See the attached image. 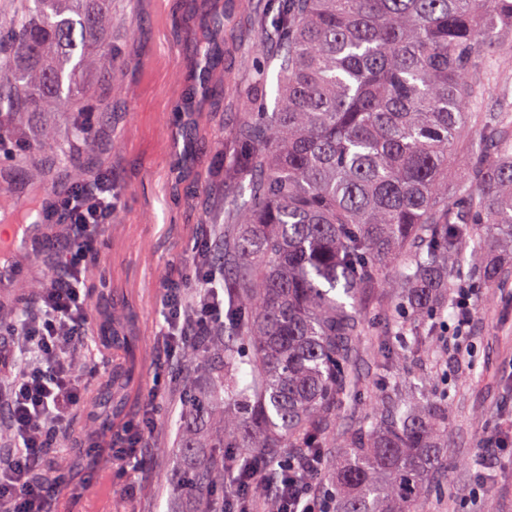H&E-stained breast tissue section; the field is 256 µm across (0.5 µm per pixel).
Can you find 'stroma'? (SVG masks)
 Segmentation results:
<instances>
[{
  "mask_svg": "<svg viewBox=\"0 0 512 512\" xmlns=\"http://www.w3.org/2000/svg\"><path fill=\"white\" fill-rule=\"evenodd\" d=\"M278 6V0H112L111 71L88 75L67 112L50 106L28 113L21 129L45 181L33 183L16 163L15 147L0 151V171L10 172L17 187L12 206L20 210L45 191L65 194L93 171L111 173L116 232L109 237L95 229L90 258L106 275L113 314L137 340L122 415L112 428L154 418L146 448L120 465L110 462L109 447L70 446V432L86 424L75 410L69 433L55 443L59 455L74 461L55 492V512H172L175 470L208 454L182 448L185 432L202 438L213 424L185 412L186 368L163 354L161 297L173 281L195 298L202 283L193 260L201 248L219 247L217 238L203 240L200 228L223 223L225 201L249 198L241 181L224 172L242 102L254 112L275 106L283 36ZM85 111L94 145L80 153L63 132ZM472 301L470 363L454 361L436 340L405 347L386 339L404 351L400 377L427 372L432 390L448 393L449 465L425 512H512V450L491 438L512 418V273L499 287H475ZM91 317L76 365L89 394L114 366L111 348L95 340L99 308ZM373 372L366 356L352 366L354 409L340 412L338 429H347L354 415H374L382 394Z\"/></svg>",
  "mask_w": 512,
  "mask_h": 512,
  "instance_id": "35a3bbf8",
  "label": "stroma"
}]
</instances>
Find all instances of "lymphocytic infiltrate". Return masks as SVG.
Instances as JSON below:
<instances>
[{
	"label": "lymphocytic infiltrate",
	"mask_w": 512,
	"mask_h": 512,
	"mask_svg": "<svg viewBox=\"0 0 512 512\" xmlns=\"http://www.w3.org/2000/svg\"><path fill=\"white\" fill-rule=\"evenodd\" d=\"M111 192L110 178L78 181L62 207L72 223L84 229L96 227L112 216ZM89 245V238L83 235L61 242L58 263L68 271V283L54 287L46 280L35 281L40 314L36 320L18 325V335L37 351L39 360L10 387L7 407L14 449L0 463V512H52L53 488L39 478L38 471L83 395L60 349L81 339L90 318L89 299L79 286V264ZM202 280L203 287L191 305L183 301L179 289H165L163 336L168 354L183 349L204 326L224 321L222 273L211 270ZM315 472L312 466L304 472L281 467L275 512H331L327 492L312 481Z\"/></svg>",
	"instance_id": "1"
}]
</instances>
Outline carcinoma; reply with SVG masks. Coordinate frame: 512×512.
I'll return each mask as SVG.
<instances>
[{
    "label": "carcinoma",
    "mask_w": 512,
    "mask_h": 512,
    "mask_svg": "<svg viewBox=\"0 0 512 512\" xmlns=\"http://www.w3.org/2000/svg\"><path fill=\"white\" fill-rule=\"evenodd\" d=\"M111 0H17L0 54V139L25 113L67 110L84 74L110 68L104 43ZM276 111L244 113L228 179L249 178L250 198L227 203L222 260L224 324L184 356L209 383L218 415L213 448L176 474V490L213 500L225 472L249 463L224 448H252L269 465L315 460L343 448L335 512H421L448 447V393L406 406L398 353L372 347L374 381L387 401L336 439L361 353L363 308H378L402 342L433 336L454 303L452 282L492 287L500 268L469 263L465 248L512 247V106L481 108L487 84L512 63V0H288ZM475 163L451 174L456 152ZM127 353L135 338L107 329ZM251 369L241 384L242 366ZM129 370L99 389L122 411Z\"/></svg>",
    "instance_id": "obj_1"
}]
</instances>
